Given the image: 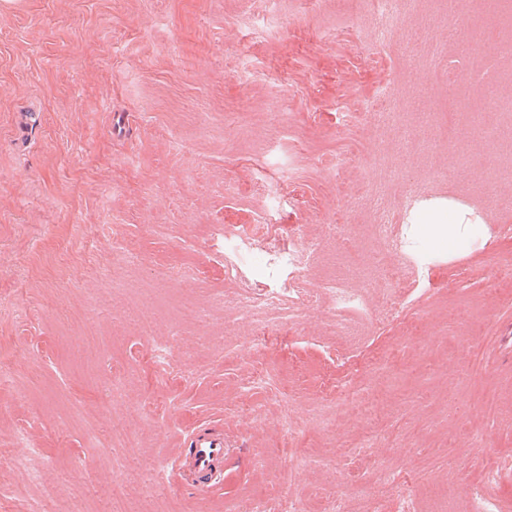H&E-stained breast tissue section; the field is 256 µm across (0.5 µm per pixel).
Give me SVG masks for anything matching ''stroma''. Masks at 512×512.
<instances>
[{"instance_id": "35a3bbf8", "label": "stroma", "mask_w": 512, "mask_h": 512, "mask_svg": "<svg viewBox=\"0 0 512 512\" xmlns=\"http://www.w3.org/2000/svg\"><path fill=\"white\" fill-rule=\"evenodd\" d=\"M258 0H0V453L14 431L43 448L32 467L0 471V512H231L287 492L303 512L346 499L352 512H411L456 495L452 461L468 463L492 512L512 504V179L485 170L512 147L472 144L467 165L416 119V97L443 106L467 94L466 71L503 32L476 6L461 25L487 37L449 40L434 0H404L387 39L368 0H275L276 33L253 34ZM348 30L329 32L337 21ZM454 201L483 221L448 251L415 237L412 214ZM393 226L374 237L379 214ZM244 224L297 243L308 308L287 295L272 330L233 300L244 283L287 286V267L255 254L244 277L224 237ZM194 269L174 278L171 267ZM353 290L332 306L331 282ZM395 285L403 311L381 318ZM157 309L156 338L186 374L170 385L128 318ZM127 364L112 381L110 364ZM265 367L298 404L292 435L276 399L236 408L242 381ZM342 395L332 423L317 415ZM164 396L148 418L144 404ZM224 419V480L203 495L152 479L178 437ZM141 445L114 474L101 448L113 420ZM391 464L345 483L362 441ZM310 461L291 476L283 445Z\"/></svg>"}]
</instances>
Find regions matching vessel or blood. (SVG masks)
Masks as SVG:
<instances>
[{
    "mask_svg": "<svg viewBox=\"0 0 512 512\" xmlns=\"http://www.w3.org/2000/svg\"><path fill=\"white\" fill-rule=\"evenodd\" d=\"M186 452L168 461L171 474L169 485L179 489V475L190 471L198 489L208 491L218 487L224 475V434L218 420L206 421L184 435Z\"/></svg>",
    "mask_w": 512,
    "mask_h": 512,
    "instance_id": "vessel-or-blood-1",
    "label": "vessel or blood"
}]
</instances>
